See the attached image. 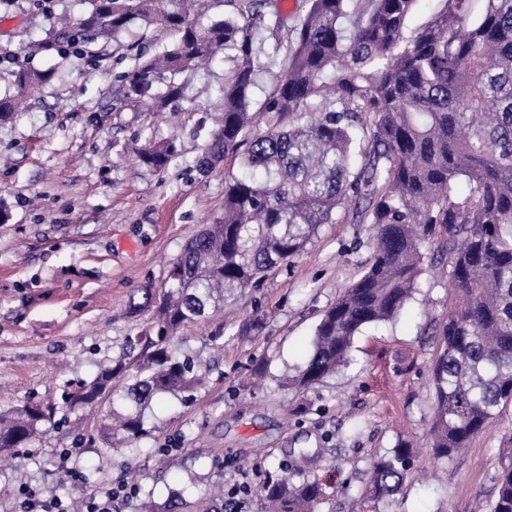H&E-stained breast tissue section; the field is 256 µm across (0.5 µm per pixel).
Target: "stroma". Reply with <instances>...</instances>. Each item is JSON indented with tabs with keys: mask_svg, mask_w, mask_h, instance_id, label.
<instances>
[{
	"mask_svg": "<svg viewBox=\"0 0 512 512\" xmlns=\"http://www.w3.org/2000/svg\"><path fill=\"white\" fill-rule=\"evenodd\" d=\"M88 0H0V95L20 64L19 42L51 40L58 17ZM172 32L136 29L122 47L42 53L30 66L57 77L28 111L0 124V404L47 409L26 446L0 453V512H21L19 487L43 500H86L121 484L153 491L157 506L195 483L246 480L287 464L295 481L318 482V512H489L501 466L512 463V405L469 448L437 461L427 446L429 382L437 330L453 291L448 259L428 249L419 286L393 320L364 328L347 367L321 382L289 385L312 349L323 312L372 255L368 225L337 221L223 314L167 337L204 378L190 398L154 397L147 433L107 448L99 418L67 396L124 359L158 328L151 312H127L131 294L168 285L174 262L204 223L222 213L235 157L210 172L197 160L220 121L230 65L217 58L189 72L187 101L160 112L121 106L113 74L135 44L160 50ZM166 146L161 171L140 165L138 148ZM413 447L402 489L374 493L370 465L397 443ZM81 477L59 466L60 454Z\"/></svg>",
	"mask_w": 512,
	"mask_h": 512,
	"instance_id": "obj_1",
	"label": "stroma"
}]
</instances>
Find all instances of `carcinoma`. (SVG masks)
<instances>
[{
    "label": "carcinoma",
    "mask_w": 512,
    "mask_h": 512,
    "mask_svg": "<svg viewBox=\"0 0 512 512\" xmlns=\"http://www.w3.org/2000/svg\"><path fill=\"white\" fill-rule=\"evenodd\" d=\"M416 0H308L293 26L266 22V0H231L234 11L206 25L203 0H90L76 22H58L60 43L121 44L133 25L173 31L161 52L139 53L115 75L121 103L162 110L186 99L179 76L219 55L233 63L224 82V122L198 159L207 172L233 155L248 175L224 184V213L184 247L169 289H142L129 313L150 309L161 332L202 322L228 297L304 250L336 212L371 225L373 253L359 278L322 314L312 352L293 382L308 388L348 365L354 336L388 321L422 274L426 245L441 241L454 298L438 331L428 430L432 454L449 459L512 404V0H439L410 35ZM291 30L289 44L282 32ZM277 66L276 87L257 128L250 93ZM51 70L22 69L17 91L0 98V122L28 109ZM138 161L163 169L169 151L146 147ZM465 184V190L459 185ZM145 338L134 372L116 364L74 392L71 404L103 416L101 434H146L159 393L199 383L190 359ZM46 421L23 403L0 414V451L28 443ZM411 448L400 444L371 465L378 494L399 490ZM268 512H315L321 489L294 483L288 466L265 470L257 489ZM235 512L228 494L197 503L178 492L167 512ZM490 512H512V465L502 468Z\"/></svg>",
    "instance_id": "1"
}]
</instances>
